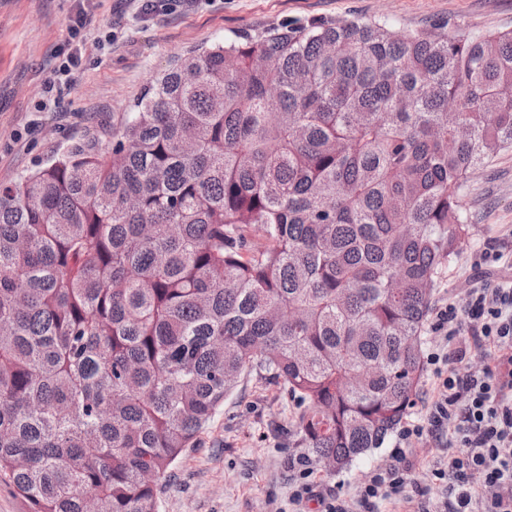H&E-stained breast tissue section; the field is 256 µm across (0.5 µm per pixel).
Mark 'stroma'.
<instances>
[{"mask_svg":"<svg viewBox=\"0 0 512 512\" xmlns=\"http://www.w3.org/2000/svg\"><path fill=\"white\" fill-rule=\"evenodd\" d=\"M77 0H0V184L17 181L74 145L112 144L150 83L188 53L288 21L376 19L396 31L446 21L476 34L512 30V0H158L145 14L130 0H87L88 32L104 46L85 53L76 83L60 106L40 111L42 87L76 41L69 30ZM470 234L443 270L435 302L469 287L471 264L490 242L512 244V150L472 176L463 195ZM296 402L264 371L244 373L165 481L159 512H318L316 501L293 502L301 477L288 467L299 454L288 434ZM400 443L381 447L346 469H314L320 492L356 502L374 470L389 464ZM446 450L427 438L408 451L411 469L400 495L381 512H442L445 483L433 472Z\"/></svg>","mask_w":512,"mask_h":512,"instance_id":"stroma-1","label":"stroma"}]
</instances>
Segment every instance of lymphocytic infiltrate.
Masks as SVG:
<instances>
[{
  "label": "lymphocytic infiltrate",
  "mask_w": 512,
  "mask_h": 512,
  "mask_svg": "<svg viewBox=\"0 0 512 512\" xmlns=\"http://www.w3.org/2000/svg\"><path fill=\"white\" fill-rule=\"evenodd\" d=\"M80 40L59 61L43 87L41 110L59 103L61 86L73 83L83 53L101 45L82 37L85 12L70 21ZM433 329L441 336L432 356L444 364L427 407L426 425L402 434L403 443L432 437L448 451L436 471L446 483L447 512H512V260L477 272L463 297H448L434 313ZM493 349V365L475 371L469 360L475 351ZM410 464L398 454L365 484L359 506L375 512L379 501L399 494Z\"/></svg>",
  "instance_id": "obj_1"
}]
</instances>
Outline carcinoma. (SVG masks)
<instances>
[{
	"instance_id": "1",
	"label": "carcinoma",
	"mask_w": 512,
	"mask_h": 512,
	"mask_svg": "<svg viewBox=\"0 0 512 512\" xmlns=\"http://www.w3.org/2000/svg\"><path fill=\"white\" fill-rule=\"evenodd\" d=\"M512 149V30L313 19L182 58L112 148L0 186V475L30 512H158L259 362L303 458L378 448Z\"/></svg>"
}]
</instances>
